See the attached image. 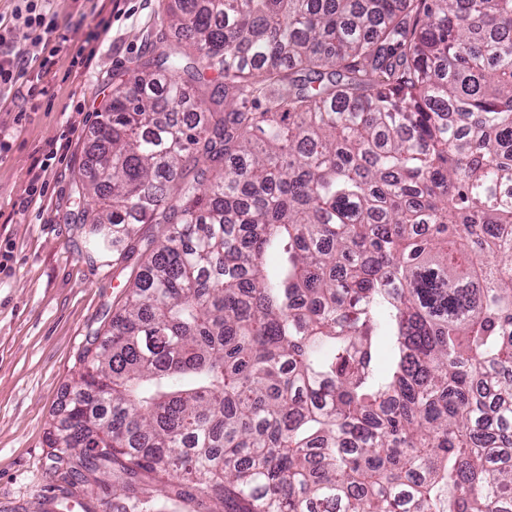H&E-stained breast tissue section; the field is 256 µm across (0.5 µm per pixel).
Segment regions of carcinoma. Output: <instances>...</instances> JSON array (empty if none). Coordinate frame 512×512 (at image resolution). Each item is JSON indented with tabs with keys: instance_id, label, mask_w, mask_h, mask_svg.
Wrapping results in <instances>:
<instances>
[{
	"instance_id": "1",
	"label": "carcinoma",
	"mask_w": 512,
	"mask_h": 512,
	"mask_svg": "<svg viewBox=\"0 0 512 512\" xmlns=\"http://www.w3.org/2000/svg\"><path fill=\"white\" fill-rule=\"evenodd\" d=\"M169 22L98 115L88 257L147 255L51 445L123 512H512V0Z\"/></svg>"
}]
</instances>
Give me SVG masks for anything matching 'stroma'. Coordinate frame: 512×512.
I'll return each mask as SVG.
<instances>
[{"label":"stroma","mask_w":512,"mask_h":512,"mask_svg":"<svg viewBox=\"0 0 512 512\" xmlns=\"http://www.w3.org/2000/svg\"><path fill=\"white\" fill-rule=\"evenodd\" d=\"M167 0H50L56 33L26 43L42 55L57 34L68 37L55 58L49 96L22 125L35 73L0 95V512H122L123 491L88 481L62 494L56 468L61 449L50 434L82 370L91 336L105 333L125 297L133 262L91 259L87 225L78 219L76 184L86 172L99 112L113 88L158 56L175 35L166 29ZM111 19L107 35L97 25ZM57 157L44 174L41 202L20 208L30 170L44 153Z\"/></svg>","instance_id":"stroma-1"}]
</instances>
